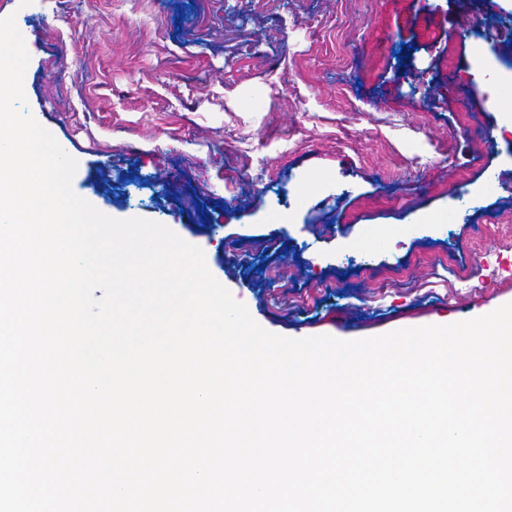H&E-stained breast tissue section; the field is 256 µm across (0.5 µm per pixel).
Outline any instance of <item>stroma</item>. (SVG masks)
I'll list each match as a JSON object with an SVG mask.
<instances>
[{
  "label": "stroma",
  "mask_w": 512,
  "mask_h": 512,
  "mask_svg": "<svg viewBox=\"0 0 512 512\" xmlns=\"http://www.w3.org/2000/svg\"><path fill=\"white\" fill-rule=\"evenodd\" d=\"M77 2L0 0L28 112L77 195L201 247L262 327L357 340L512 301V85L475 72L512 62V0Z\"/></svg>",
  "instance_id": "1"
}]
</instances>
